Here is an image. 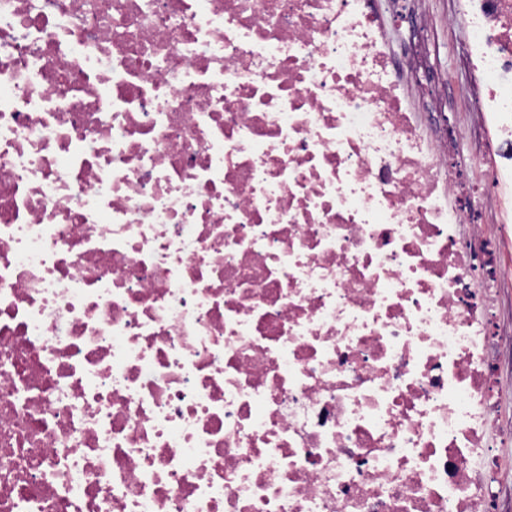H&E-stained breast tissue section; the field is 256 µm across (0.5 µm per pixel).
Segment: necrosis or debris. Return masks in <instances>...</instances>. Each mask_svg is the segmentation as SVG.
<instances>
[{
    "label": "necrosis or debris",
    "instance_id": "1",
    "mask_svg": "<svg viewBox=\"0 0 512 512\" xmlns=\"http://www.w3.org/2000/svg\"><path fill=\"white\" fill-rule=\"evenodd\" d=\"M454 136L370 0H0V512H501Z\"/></svg>",
    "mask_w": 512,
    "mask_h": 512
}]
</instances>
